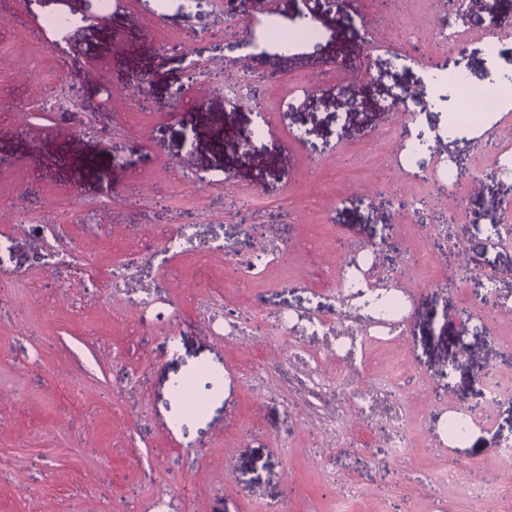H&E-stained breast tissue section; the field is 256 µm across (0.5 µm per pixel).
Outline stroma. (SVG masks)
<instances>
[{
  "mask_svg": "<svg viewBox=\"0 0 512 512\" xmlns=\"http://www.w3.org/2000/svg\"><path fill=\"white\" fill-rule=\"evenodd\" d=\"M237 0H80L87 20L65 54L34 31L33 15L68 13V0H0V512H512V395L488 401L485 372L512 385V243L488 246L512 208V179L491 174L493 152L473 132L448 130L459 99L447 88L412 116L387 109L397 83L419 90L420 63L401 70L404 43L477 83L512 77V37L496 60L488 42L512 20L469 8L459 41L446 43L445 0H376L345 10L322 4L315 41L272 47L241 61L267 27H295L307 0H276L252 23ZM381 38L369 46L362 30ZM271 75L253 81L252 69ZM151 80L142 101V80ZM76 86L79 114L48 111ZM244 100L227 103L232 93ZM270 134L251 155L235 147L260 119ZM421 138L406 156L402 132ZM463 162L452 191L431 172ZM455 215L437 224L434 212ZM38 215L51 232L19 228ZM198 236L166 249L179 225ZM260 234L250 235V225ZM273 254L251 279L231 271L224 244ZM478 257L469 280L448 281L445 249ZM135 257L126 303L105 279ZM372 259L377 277L409 308L391 335L342 319L336 286ZM469 307L470 318L458 311ZM247 314L246 336L222 316ZM309 311L336 320L337 337L282 334L275 318ZM370 340L350 358L345 329ZM340 375L318 402L304 378ZM396 377L397 412L345 414L337 394ZM194 381L201 410L176 397ZM479 408L465 438L448 418ZM406 442L395 454L396 436ZM459 468L458 482L441 474ZM487 492L467 499L472 483Z\"/></svg>",
  "mask_w": 512,
  "mask_h": 512,
  "instance_id": "obj_1",
  "label": "stroma"
}]
</instances>
